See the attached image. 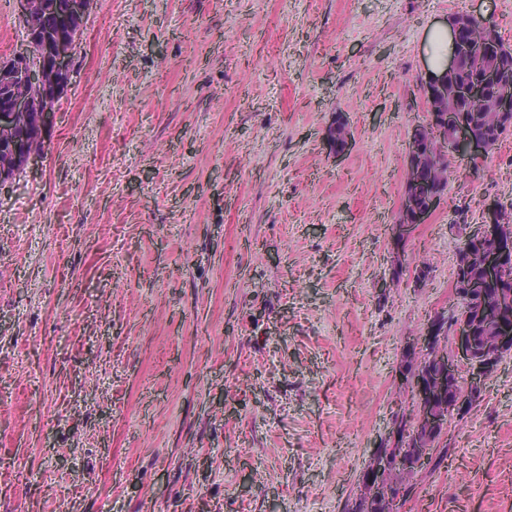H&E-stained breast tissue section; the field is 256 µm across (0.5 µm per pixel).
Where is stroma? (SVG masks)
<instances>
[{
    "mask_svg": "<svg viewBox=\"0 0 512 512\" xmlns=\"http://www.w3.org/2000/svg\"><path fill=\"white\" fill-rule=\"evenodd\" d=\"M461 12L512 45V0H94L49 140L0 191V512L359 495L405 343L463 312L450 225L512 202L509 134L394 233L428 34ZM399 512H512V353ZM334 124H336L335 131H332V126L329 127V137L327 140L330 146L335 150H344L340 153H333L335 154L336 158H338L349 150L350 147L347 149L346 147L352 142V133L345 118L341 116L336 117V122H334Z\"/></svg>",
    "mask_w": 512,
    "mask_h": 512,
    "instance_id": "1",
    "label": "stroma"
}]
</instances>
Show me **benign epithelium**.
I'll return each mask as SVG.
<instances>
[{
  "label": "benign epithelium",
  "mask_w": 512,
  "mask_h": 512,
  "mask_svg": "<svg viewBox=\"0 0 512 512\" xmlns=\"http://www.w3.org/2000/svg\"><path fill=\"white\" fill-rule=\"evenodd\" d=\"M16 9L19 16L37 20L55 11L56 0H16ZM448 27L451 38L448 62L440 71H429L424 82L427 88L425 99L431 115L428 126L436 131L443 150L450 156L473 160L487 150L488 144L472 134L469 111L458 108L453 102H445L442 93L448 76L459 68L464 59L479 60L482 54L474 51L470 42L462 38V23L455 16L448 17ZM26 30L25 48L9 60L0 62V86L14 90L9 106L0 110V127H12L20 118L31 116L44 140L71 84V56L80 33L70 38L41 40L37 36V25H30ZM504 82L499 68L486 66L471 83L460 88L459 96L472 102L483 98L490 89L497 90L498 112L503 121L512 124V89L504 87ZM37 156L39 152L35 150L14 151L8 160L0 163V190L12 185ZM415 193L425 199V205L418 207L411 201L404 202L403 207L411 208L413 213L400 221L401 227L424 223L441 200L439 189L425 180L417 182ZM473 234L482 241L493 243L491 249L480 254L483 276L480 279L464 278L462 269L457 266L455 282L467 294L478 292L489 284H498L494 342L498 351L507 352L512 349V283L504 278V271L512 264V241L502 237L496 204L488 205L482 223L475 227ZM487 361L488 356L481 352L473 336L468 316H462L456 322L454 345L448 356V372L454 373L464 366L468 372V383L479 387L486 375Z\"/></svg>",
  "instance_id": "1"
}]
</instances>
